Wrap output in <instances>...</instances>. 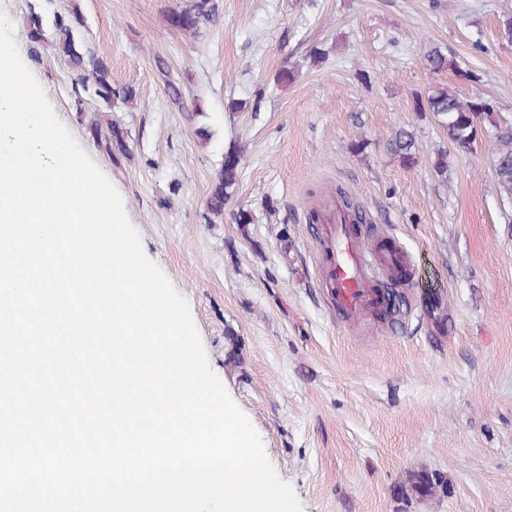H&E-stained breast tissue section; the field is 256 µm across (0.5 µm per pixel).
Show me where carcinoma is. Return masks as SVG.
Returning a JSON list of instances; mask_svg holds the SVG:
<instances>
[{
    "mask_svg": "<svg viewBox=\"0 0 512 512\" xmlns=\"http://www.w3.org/2000/svg\"><path fill=\"white\" fill-rule=\"evenodd\" d=\"M215 5L211 0H190L186 7L174 11L170 17L173 27L198 34L201 26L211 20ZM54 25L58 30L57 48L75 70H85L84 56L75 47L73 28L57 19ZM424 67L432 72L458 71L460 64L448 57L439 48L432 47L422 58ZM95 75L94 94L107 101L123 103L133 101L135 90L130 86L119 89L112 87L107 77V69L101 62L93 63ZM417 109L432 114L434 121L446 134L448 141L460 149H471L476 142L478 126L485 117L493 114L494 106L488 100H467L459 97L446 86L429 89L416 102ZM497 152L494 157V174L498 185L507 193H512V124L494 125ZM388 149L405 164L412 165L417 159V145L414 134L405 128L395 132L388 142ZM241 151L230 149L224 155V164L218 172L209 201L210 212L219 217L224 215V207L232 201L234 187L237 183ZM410 490L420 499L446 493L448 485L444 478L433 473H417L410 478Z\"/></svg>",
    "mask_w": 512,
    "mask_h": 512,
    "instance_id": "cac0c4a2",
    "label": "carcinoma"
}]
</instances>
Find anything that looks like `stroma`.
I'll return each mask as SVG.
<instances>
[{"label":"stroma","mask_w":512,"mask_h":512,"mask_svg":"<svg viewBox=\"0 0 512 512\" xmlns=\"http://www.w3.org/2000/svg\"><path fill=\"white\" fill-rule=\"evenodd\" d=\"M215 3L197 36L169 23L183 0H0V12L145 254L187 299L212 369L303 512H512V195L492 162L495 124L512 123V45L498 38L512 0ZM34 12L68 21L133 102L77 101L54 28L29 37ZM430 47L469 76L426 71ZM285 69L292 79L278 83ZM434 85L492 101L472 150L417 111ZM402 127L416 164L386 148ZM235 145L232 211L218 219L208 201ZM343 192L365 213V245L407 254L394 318L343 319L328 301L325 225L309 215L335 211ZM239 209L249 223L235 222ZM420 470L442 474L447 493L403 499Z\"/></svg>","instance_id":"35a3bbf8"}]
</instances>
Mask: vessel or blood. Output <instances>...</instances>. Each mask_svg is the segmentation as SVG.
Masks as SVG:
<instances>
[{"label": "vessel or blood", "mask_w": 512, "mask_h": 512, "mask_svg": "<svg viewBox=\"0 0 512 512\" xmlns=\"http://www.w3.org/2000/svg\"><path fill=\"white\" fill-rule=\"evenodd\" d=\"M326 245L331 255L326 264V288L337 311L350 317L361 310L386 307L387 287L376 275L390 276L405 268L404 252L396 247H365L341 210L328 227Z\"/></svg>", "instance_id": "b4317fda"}]
</instances>
